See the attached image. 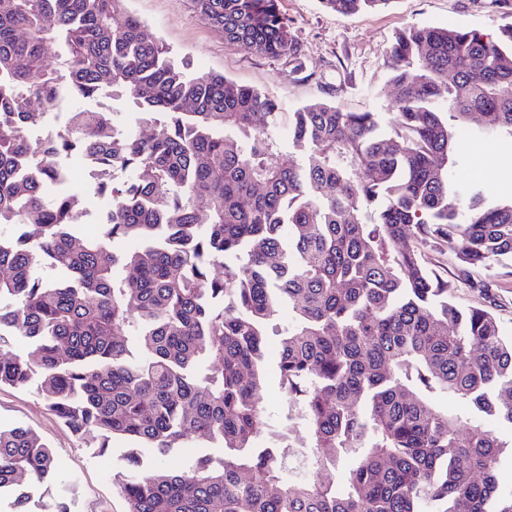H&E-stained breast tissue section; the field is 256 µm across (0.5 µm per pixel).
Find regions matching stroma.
<instances>
[{"mask_svg": "<svg viewBox=\"0 0 512 512\" xmlns=\"http://www.w3.org/2000/svg\"><path fill=\"white\" fill-rule=\"evenodd\" d=\"M278 6L301 47L299 61L228 43L222 30L199 16L194 0H128L129 12L193 71L224 75L275 101L282 118L272 132L280 142L277 161L286 166L299 159L288 143L286 116L307 102L325 100L393 118L384 60L398 30L452 25L492 36L512 23V0H391L384 9L348 16L325 10L319 0H279ZM462 156L459 179L479 182L492 200L512 196V151L495 141L469 142ZM428 260L454 282L457 306L493 312L503 336H512V259L466 273L450 255L432 253ZM0 426L36 430L57 457L59 476L35 489L31 512H41L57 496L65 497L71 512H126L112 483L125 443H113L110 457H99L50 414L32 385L0 388Z\"/></svg>", "mask_w": 512, "mask_h": 512, "instance_id": "stroma-1", "label": "stroma"}]
</instances>
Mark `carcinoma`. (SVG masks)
Returning <instances> with one entry per match:
<instances>
[{
	"label": "carcinoma",
	"mask_w": 512,
	"mask_h": 512,
	"mask_svg": "<svg viewBox=\"0 0 512 512\" xmlns=\"http://www.w3.org/2000/svg\"><path fill=\"white\" fill-rule=\"evenodd\" d=\"M390 2L320 0L344 15ZM125 3L0 0V225L17 229L0 238V387L36 375L47 410L86 447L106 456L112 440L128 442L113 474L127 512H512L498 483L512 449L481 422L512 426V338L493 313L456 307L453 283L427 261L512 256V198L452 178L464 134L512 150V24L493 39L397 32L392 122L307 103L288 113L301 163L281 166L267 131L275 104L189 71ZM195 4L231 42L300 54L277 0ZM48 43L60 49L51 70ZM118 88L135 95L139 136L116 137L111 112L76 111L71 136L26 139L59 92ZM63 150L94 156L112 195L97 236L76 233L75 197L42 200ZM35 151L39 174L14 176ZM116 169L131 179L114 183ZM128 240L139 246L115 248ZM284 302L293 319L276 375L288 409L268 430L258 394ZM9 335L29 352H3ZM444 393L474 417L439 406ZM192 438L220 441L224 459L139 472V449L163 458ZM295 462L315 478L288 476ZM56 478L36 431L0 427V496L29 512L18 487Z\"/></svg>",
	"instance_id": "obj_1"
}]
</instances>
